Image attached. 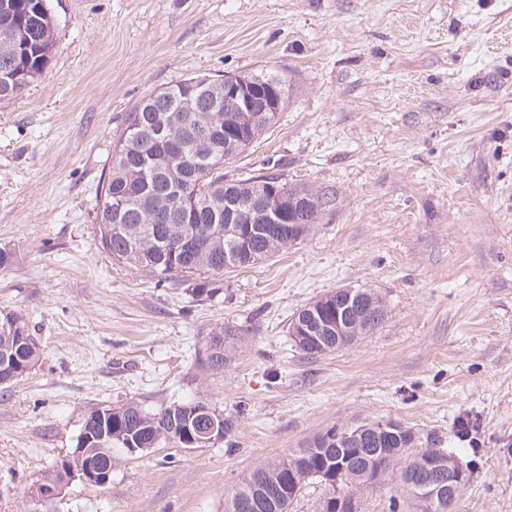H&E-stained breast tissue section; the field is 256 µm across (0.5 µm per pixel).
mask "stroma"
Wrapping results in <instances>:
<instances>
[{"label":"stroma","instance_id":"1","mask_svg":"<svg viewBox=\"0 0 512 512\" xmlns=\"http://www.w3.org/2000/svg\"><path fill=\"white\" fill-rule=\"evenodd\" d=\"M56 47L0 102V313L41 357L0 385V512H224L254 469L330 429L393 420L472 462L453 512H512V0H46ZM266 71L287 101L226 160L336 194L296 244L212 297L157 284L99 244L102 186L128 112L195 75ZM339 287L387 315L310 358L294 315ZM236 332L218 371L196 356ZM203 398L234 421L192 452L115 449L110 483L30 491L74 451L83 415ZM478 425V454L459 420ZM357 512H419L383 484Z\"/></svg>","mask_w":512,"mask_h":512}]
</instances>
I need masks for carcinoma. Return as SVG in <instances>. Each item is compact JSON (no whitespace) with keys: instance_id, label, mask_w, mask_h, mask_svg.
I'll return each instance as SVG.
<instances>
[{"instance_id":"carcinoma-1","label":"carcinoma","mask_w":512,"mask_h":512,"mask_svg":"<svg viewBox=\"0 0 512 512\" xmlns=\"http://www.w3.org/2000/svg\"><path fill=\"white\" fill-rule=\"evenodd\" d=\"M55 43L44 0H0V101L21 96L42 74ZM189 81V77L177 81L127 114L112 154L97 231L102 249L117 263L145 271L159 283L188 282L195 296L211 297L222 287L224 270L250 267L290 243L286 224H260L254 233L240 236L214 232L226 226L224 209L229 201L239 205L237 223H253L249 202L270 178L250 176L226 182L224 161L244 152L272 124L251 123L243 113L230 111L224 101L204 97ZM233 128L242 129L244 143L235 146L229 141ZM278 185L287 193L288 221L304 224L300 234H307L336 202L328 190L282 181ZM189 233L210 239L204 253L172 252L171 241ZM355 292L367 295L369 314L358 332L363 336L384 321L386 309L371 290ZM233 336L235 331L229 328L212 331L206 341L210 354L198 352L197 366L224 368L234 350ZM39 359V343L24 317L17 312L0 316V362H15L26 373ZM177 420L171 405L151 413L132 402L89 410L81 430L99 437L92 452L106 466L114 462L112 449L124 448L128 441L149 449L170 438H189L187 432H172ZM435 452L433 442L424 448L398 441L381 447L373 442L364 448L345 442L336 449L310 445L256 469L224 497V512H238L237 503L250 498L260 504L256 512H275L271 503L289 476L303 485L316 472H331L326 461L339 457L348 460L347 476L339 486L393 479L422 512H431L406 475ZM78 464L79 458L71 457L43 483L66 484Z\"/></svg>"}]
</instances>
